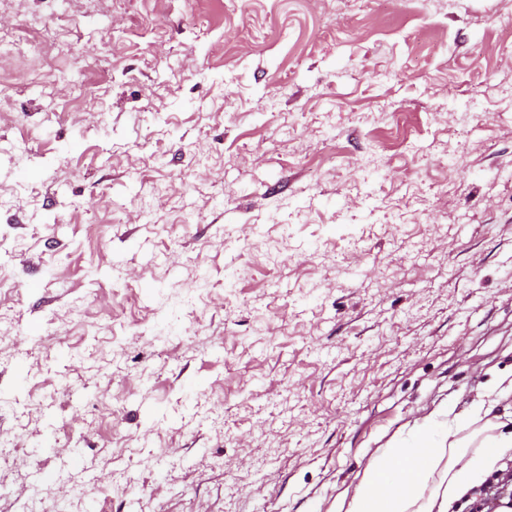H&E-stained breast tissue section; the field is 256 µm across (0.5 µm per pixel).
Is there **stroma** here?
<instances>
[{"instance_id":"35a3bbf8","label":"stroma","mask_w":512,"mask_h":512,"mask_svg":"<svg viewBox=\"0 0 512 512\" xmlns=\"http://www.w3.org/2000/svg\"><path fill=\"white\" fill-rule=\"evenodd\" d=\"M0 32V512H338L416 420L512 414V0Z\"/></svg>"}]
</instances>
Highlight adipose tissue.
I'll use <instances>...</instances> for the list:
<instances>
[{"label": "adipose tissue", "instance_id": "1", "mask_svg": "<svg viewBox=\"0 0 512 512\" xmlns=\"http://www.w3.org/2000/svg\"><path fill=\"white\" fill-rule=\"evenodd\" d=\"M512 452V422L476 405L442 410L384 449L341 495L340 512H449Z\"/></svg>", "mask_w": 512, "mask_h": 512}]
</instances>
